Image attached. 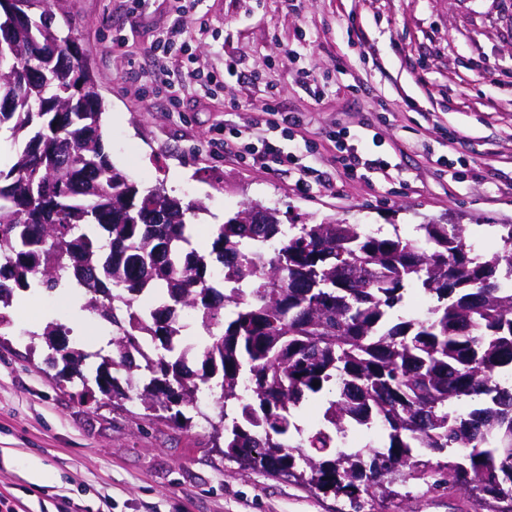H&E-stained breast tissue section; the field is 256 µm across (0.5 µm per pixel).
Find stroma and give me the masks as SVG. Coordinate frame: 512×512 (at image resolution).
<instances>
[{
    "instance_id": "obj_1",
    "label": "stroma",
    "mask_w": 512,
    "mask_h": 512,
    "mask_svg": "<svg viewBox=\"0 0 512 512\" xmlns=\"http://www.w3.org/2000/svg\"><path fill=\"white\" fill-rule=\"evenodd\" d=\"M177 6L67 0L54 24L75 34L101 81L113 165L141 186L203 201L200 235L252 201L285 224L331 218L382 236L415 238L420 224L443 219L466 225L476 251L498 248V225L512 224V0H203L204 32L199 12ZM174 24L187 33L183 66L238 64L223 89L183 112L165 94H139L144 65L165 64L147 51ZM274 101L307 118L295 141L311 147L309 193L291 167L246 165L212 146L225 119L264 117ZM369 125L382 144L366 155L390 167L348 176L326 133ZM84 303L66 289L32 291L0 311L9 321L0 327V512H346L345 498L225 458L208 423L217 408L178 427L60 380L47 361L48 322L88 352L111 330ZM393 489L363 512L476 510L454 489Z\"/></svg>"
}]
</instances>
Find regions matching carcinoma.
<instances>
[{
    "label": "carcinoma",
    "mask_w": 512,
    "mask_h": 512,
    "mask_svg": "<svg viewBox=\"0 0 512 512\" xmlns=\"http://www.w3.org/2000/svg\"><path fill=\"white\" fill-rule=\"evenodd\" d=\"M64 2L0 0V98L12 100L0 130L21 144L0 168V306L18 290H83L112 325V351L69 348L66 378L85 385L92 370L102 394L176 424L217 389L210 426L225 457L286 471L352 512L417 474L512 512V224L501 249L479 254L462 224L383 237L336 220L286 225L251 203L202 254L187 233L202 202L112 166L98 80L53 26ZM414 295L432 301L426 313L394 315ZM182 308L202 329L192 349ZM69 333L50 322L42 336L53 351ZM316 398L306 429L296 413ZM377 421L378 450L350 442Z\"/></svg>",
    "instance_id": "cac0c4a2"
}]
</instances>
